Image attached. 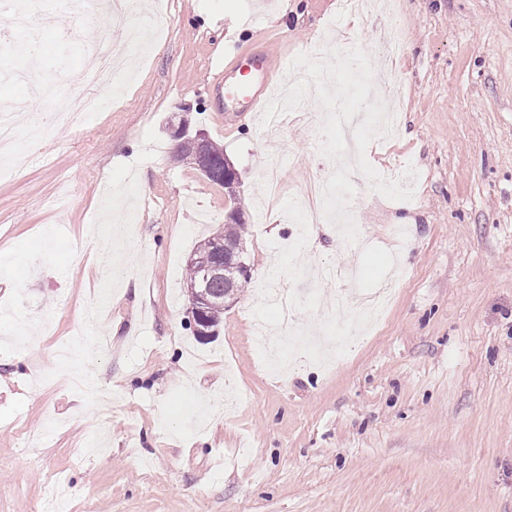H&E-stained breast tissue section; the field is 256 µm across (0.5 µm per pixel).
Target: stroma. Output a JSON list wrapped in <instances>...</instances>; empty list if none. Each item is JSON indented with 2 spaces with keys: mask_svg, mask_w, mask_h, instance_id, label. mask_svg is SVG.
<instances>
[{
  "mask_svg": "<svg viewBox=\"0 0 512 512\" xmlns=\"http://www.w3.org/2000/svg\"><path fill=\"white\" fill-rule=\"evenodd\" d=\"M336 10L169 0L166 32L130 58L122 95L51 130L42 161L0 175V512H46L58 478L67 512H512V0H391L389 14L348 17L366 45L387 19L399 25L403 55L374 86L398 99L401 125L367 159L385 175L414 167L416 197L392 201L360 180L358 244L324 224L296 257L280 250L298 230L289 194L336 168L319 151L320 113L275 137L225 125L204 86L221 42L249 46L259 27L290 61L320 45ZM66 24L45 20L40 73L78 96L101 30L59 39ZM183 116L223 146L236 197L176 159L170 129ZM103 183L134 204L126 253L111 261L129 259L137 287L113 283L87 322ZM235 208L251 282L202 343L187 261ZM329 261L357 263L359 287L391 268L401 286L333 362L321 311L338 286L311 284L293 316L312 345L275 370L250 339L253 319L277 318L260 285L300 289L299 274ZM82 321L108 347L89 356L92 381L77 391L57 381L54 354Z\"/></svg>",
  "mask_w": 512,
  "mask_h": 512,
  "instance_id": "1",
  "label": "stroma"
}]
</instances>
